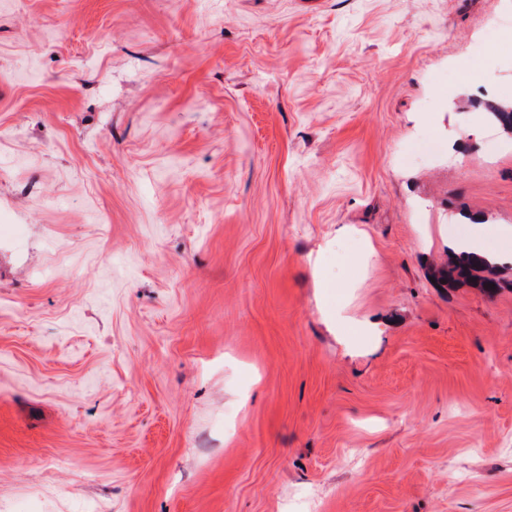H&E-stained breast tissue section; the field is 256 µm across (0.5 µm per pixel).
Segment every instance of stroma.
Instances as JSON below:
<instances>
[{"instance_id":"stroma-1","label":"stroma","mask_w":512,"mask_h":512,"mask_svg":"<svg viewBox=\"0 0 512 512\" xmlns=\"http://www.w3.org/2000/svg\"><path fill=\"white\" fill-rule=\"evenodd\" d=\"M510 92L512 0H0V512H512ZM468 221L475 225L478 233L482 236H496L503 241H512V225L510 224H487L481 215H471ZM502 265L488 262L475 255L457 256L450 253V255L448 254V265L434 271V276L448 285V288L465 284L484 294H495L503 287V282L499 277ZM472 278H476V281H472ZM488 283L494 284L495 289H491Z\"/></svg>"}]
</instances>
